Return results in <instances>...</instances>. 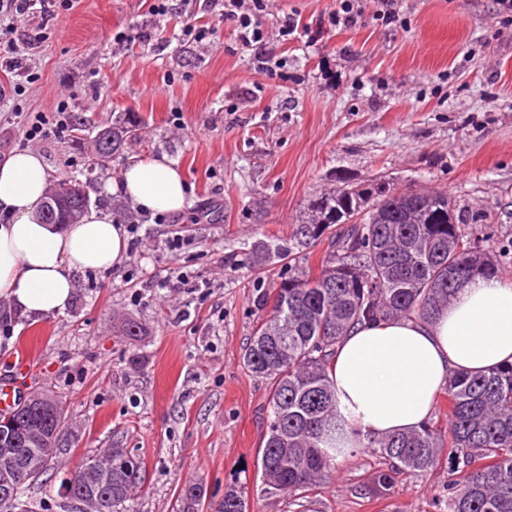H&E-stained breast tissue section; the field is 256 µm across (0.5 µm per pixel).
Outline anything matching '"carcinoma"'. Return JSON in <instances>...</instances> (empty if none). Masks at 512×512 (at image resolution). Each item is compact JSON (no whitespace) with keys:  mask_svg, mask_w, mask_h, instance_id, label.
<instances>
[{"mask_svg":"<svg viewBox=\"0 0 512 512\" xmlns=\"http://www.w3.org/2000/svg\"><path fill=\"white\" fill-rule=\"evenodd\" d=\"M135 137L129 126H106L93 139L95 158L112 159ZM61 208L44 204L45 219L78 221L87 208L82 183L73 178ZM333 224L330 250L316 274L292 275L272 295L263 294V312L243 355L250 372L267 381L269 414L257 451V467L268 489L292 497L298 512H310L301 495L330 479L344 459L359 451L379 461L370 485L384 493L394 477L425 471L448 449L459 478L452 485L448 512H512V363L488 374L454 371L446 393L447 422L427 421L415 430L385 436L364 435L338 410L330 377L340 342L357 323L407 318L427 321L448 306L460 281L497 277L499 264L464 229L463 216L444 191L403 192L373 183L367 191L338 189L310 203L299 234L313 240ZM38 393L14 414L16 443L0 446V512H39L29 486L67 453L72 443L57 403L39 411ZM52 436L56 451L25 429ZM146 466L124 448L92 454L62 479L70 494L62 512H92L104 500L119 512L134 489L146 483ZM205 491L184 485L175 512H202ZM216 512H247L244 492L231 488Z\"/></svg>","mask_w":512,"mask_h":512,"instance_id":"carcinoma-1","label":"carcinoma"}]
</instances>
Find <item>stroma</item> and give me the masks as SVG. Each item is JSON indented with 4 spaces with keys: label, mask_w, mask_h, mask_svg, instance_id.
Instances as JSON below:
<instances>
[{
    "label": "stroma",
    "mask_w": 512,
    "mask_h": 512,
    "mask_svg": "<svg viewBox=\"0 0 512 512\" xmlns=\"http://www.w3.org/2000/svg\"><path fill=\"white\" fill-rule=\"evenodd\" d=\"M161 16L153 0H74L14 21L12 38L30 77L0 101V155L23 147L22 115L64 107L93 128L121 122L137 136L105 165L91 146L49 135L34 147L50 182H86L90 206L141 221V243L103 273L76 276L64 314L12 320L0 342V374L19 341L36 372L19 399L47 390L62 404L74 451L125 448L147 468L125 512H173L182 485L206 490L214 512L230 486L248 492L249 512H290L285 495L263 492L257 449L267 418L266 382L243 365L260 314L257 298L294 266L318 269L328 238L297 229L322 193L380 180L401 191L442 190L467 231L498 255L512 282V25L497 0H397L394 22L374 0L358 19L333 27L339 0H269L259 16L276 28L290 16L309 36L276 47L280 74L253 63L231 23L207 0ZM212 28L202 43L187 27ZM124 33L128 42L116 44ZM164 155L187 183L186 208L165 223L142 222L119 195L98 187L131 162ZM190 243L171 253V233ZM277 245L282 257L267 254ZM187 272L188 284L153 288L152 276ZM140 333H124L127 321ZM378 462L360 452L324 483L313 512H448L447 459L366 493Z\"/></svg>",
    "instance_id": "obj_1"
}]
</instances>
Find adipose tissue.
<instances>
[{
  "label": "adipose tissue",
  "instance_id": "adipose-tissue-1",
  "mask_svg": "<svg viewBox=\"0 0 512 512\" xmlns=\"http://www.w3.org/2000/svg\"><path fill=\"white\" fill-rule=\"evenodd\" d=\"M48 181L35 152L15 150L0 160V296L31 318L64 313L75 295V274L115 268L129 250L124 225L103 211L88 210L76 224L42 223ZM101 191L154 214L181 211L187 199L180 172L164 156L132 162L120 181L103 183ZM335 363L339 411L361 433L417 428L451 371L487 372L512 363V284L465 282L428 322L356 325Z\"/></svg>",
  "mask_w": 512,
  "mask_h": 512
}]
</instances>
